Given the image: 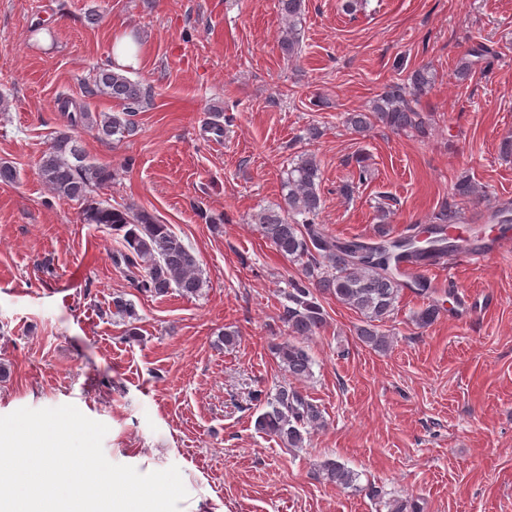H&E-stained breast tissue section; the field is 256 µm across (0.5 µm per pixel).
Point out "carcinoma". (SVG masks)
Wrapping results in <instances>:
<instances>
[{"mask_svg": "<svg viewBox=\"0 0 512 512\" xmlns=\"http://www.w3.org/2000/svg\"><path fill=\"white\" fill-rule=\"evenodd\" d=\"M302 7L303 0H278L279 14L286 22L280 47L290 58L298 54L297 20ZM93 83L98 91L122 104L123 111L93 113L83 102L58 98L66 129L56 132L40 157L38 174L54 194L80 203L83 223L122 233V249L114 255V263L125 266L139 290L155 297L173 290L196 296L203 287L198 259L169 225L145 210L105 206L95 196L96 190L112 183V169L90 160L74 131L92 130L101 139L134 135V117L145 101V92L140 83L112 70L109 64L98 69ZM430 83L427 67L415 69L379 94L370 110L350 113L349 128L362 133L380 122L393 131L426 137L429 116L418 109V102ZM320 179L316 156L299 154L288 169V192L283 204L258 216V229L277 252L292 259H307L306 279L288 283L284 321L293 337L316 335L326 323L325 312L315 296V292L322 291L360 314L364 325L357 329L358 339L371 349L384 352L391 341L380 331V323L394 314L399 295L408 286L402 280L406 269L456 252L482 249L487 243L482 233L472 230L465 237H455L458 215L448 207L434 216L432 225L421 229L413 224L409 227L411 234L403 237L380 232L373 243L332 238L317 222L321 211ZM424 232L430 237L421 243L418 237ZM272 353L293 379L312 375L313 359L306 346L287 340L272 346ZM323 424L320 407L299 389L286 384L267 399L265 409L255 419L258 432L277 438L289 448L303 447L310 430ZM321 474L343 490L363 491L357 484L358 474L336 459L326 460Z\"/></svg>", "mask_w": 512, "mask_h": 512, "instance_id": "obj_1", "label": "carcinoma"}]
</instances>
